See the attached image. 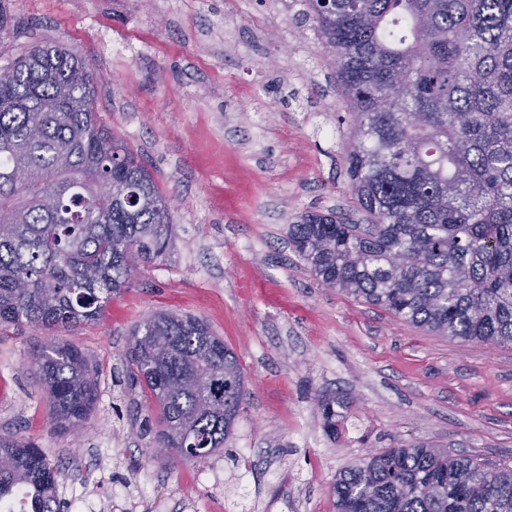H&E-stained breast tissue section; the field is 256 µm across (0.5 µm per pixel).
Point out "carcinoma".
I'll return each mask as SVG.
<instances>
[{"label":"carcinoma","mask_w":512,"mask_h":512,"mask_svg":"<svg viewBox=\"0 0 512 512\" xmlns=\"http://www.w3.org/2000/svg\"><path fill=\"white\" fill-rule=\"evenodd\" d=\"M352 118L345 161L365 214H297L288 242L323 284L423 331L512 345V0H306ZM87 62L58 41L0 67V326L52 336L30 352L54 428L84 425L98 379L53 338L97 319L173 224L149 170L104 128ZM24 169L20 183L15 172ZM125 380L160 409L153 446L202 463L245 395L236 354L204 321L156 312L130 331ZM336 399L319 405L338 431ZM57 466L0 436V502L62 512ZM334 512H512V469L429 443L339 474Z\"/></svg>","instance_id":"carcinoma-1"}]
</instances>
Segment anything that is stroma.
I'll return each mask as SVG.
<instances>
[{
  "mask_svg": "<svg viewBox=\"0 0 512 512\" xmlns=\"http://www.w3.org/2000/svg\"><path fill=\"white\" fill-rule=\"evenodd\" d=\"M304 0H0V66L56 39L91 65L106 129L172 202L174 238L102 316L59 333L96 368L99 398L79 433L50 422L28 352L44 335L0 328V436L57 465L58 494L89 472L113 495L157 488L163 510L333 512L338 475L369 453L430 442L512 468V346L428 334L319 282L292 249L291 219L336 209L362 217L344 144L351 118L329 78ZM166 311L209 324L238 357L245 396L212 460L147 455L150 395H130L131 328ZM350 409L330 435L318 400Z\"/></svg>",
  "mask_w": 512,
  "mask_h": 512,
  "instance_id": "1",
  "label": "stroma"
}]
</instances>
